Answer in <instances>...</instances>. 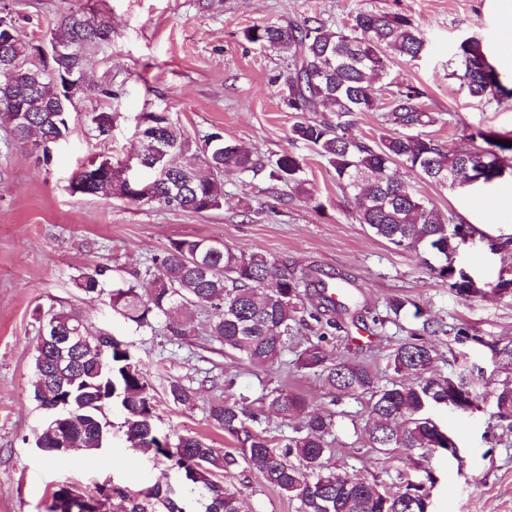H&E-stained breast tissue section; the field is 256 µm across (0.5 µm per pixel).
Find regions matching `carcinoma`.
<instances>
[{
    "mask_svg": "<svg viewBox=\"0 0 512 512\" xmlns=\"http://www.w3.org/2000/svg\"><path fill=\"white\" fill-rule=\"evenodd\" d=\"M0 30V61L24 59L32 41L14 26ZM350 33L311 18L301 24H256L245 30L247 41L288 55V94L284 103L291 112H326L316 122L296 121L292 139L318 150L334 169L339 185L359 195L357 218L377 237L396 248L413 250L442 261L426 262L440 278L450 280L456 293L468 298L476 293L463 270H455L453 257L464 225L441 213L397 171L404 167L424 180L439 185H460L471 171L484 168L487 184L502 176L500 154L512 145L484 138L488 148L454 154L438 141L413 129L426 124L422 91L405 85L392 93L391 122L398 131L369 144L346 136L345 125L357 112L375 109L373 83L382 78L397 58L414 60L426 50L412 20L395 14L359 11L351 17ZM112 38V22L90 23L84 15H63L49 40L59 44L80 43L79 55L61 54L51 59L50 72L34 77L20 70L0 68V121L8 124L15 140L26 144L32 134L41 136V151L50 157L52 148L70 131L69 104H60L66 78L86 71L99 46L100 33ZM452 76L476 98L496 97L506 92L496 69L487 60L481 44L472 38L461 41L450 61ZM16 107L24 108L17 120ZM336 121H331V117ZM141 168L151 176V201L166 207L206 213L224 205V175L268 170L270 180L301 190L305 185L304 159L288 153L263 162L237 143L210 134L199 147L204 171L187 179L178 155L191 143L181 129L163 113H152L139 130ZM166 149V174H161L153 146ZM72 194L121 198L126 194L125 165L103 157L89 163L72 179ZM153 288L141 294L135 286L105 291L109 268L97 266L75 279L86 295L107 294L112 309L137 326H149L162 317L188 307L211 311L208 336L224 345V352L238 355L250 364L272 367L288 350V333L295 324L314 321L317 341L296 353L295 364L318 376L331 402L342 398H367L364 426L370 447L389 457L399 452L417 455L415 473L397 471L399 485L392 490L377 480H362L345 471L332 470L327 460L334 449L327 438L335 427L334 414L309 410L300 393L274 389L261 397V408L226 403L213 414L224 433L237 439L251 473L266 485L279 489L298 503V512H427L434 482L428 455L448 449V435L431 416V410L448 405L462 394L464 407L473 404V394L463 378L437 376L431 372L435 349L432 342L413 335L400 341L387 357L388 378L369 365L336 361L325 343L336 328V309L346 304L327 295L329 284L312 280L320 304L307 307L309 288L304 278L288 264L262 253L238 250L203 240L178 239L152 259ZM42 322L50 325L52 339H38L34 352L32 397L38 407L53 417L57 407L74 415L64 436L82 450H99L109 439L108 422L101 406L109 397L120 401L129 440L137 448L161 455L181 474L178 487L154 485L139 491L117 487L123 502L120 512H185L179 492H198L204 512H242L240 492L224 485V471L238 464L235 455L214 448L196 436H180L177 442L158 435L153 396L130 351L119 343L99 340L76 315L49 309ZM498 417L512 430V386L504 385L494 395ZM278 415L291 432L280 440L261 428L264 410ZM59 433L44 426L34 444L50 462L65 456L55 451ZM91 488L72 483L55 487L45 512H78L79 496Z\"/></svg>",
    "mask_w": 512,
    "mask_h": 512,
    "instance_id": "1",
    "label": "carcinoma"
}]
</instances>
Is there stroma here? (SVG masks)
Returning <instances> with one entry per match:
<instances>
[{
    "instance_id": "obj_1",
    "label": "stroma",
    "mask_w": 512,
    "mask_h": 512,
    "mask_svg": "<svg viewBox=\"0 0 512 512\" xmlns=\"http://www.w3.org/2000/svg\"><path fill=\"white\" fill-rule=\"evenodd\" d=\"M73 10L111 21L112 39L96 50L69 137L46 160L0 124V512H44L53 487L63 482L84 487L109 479L134 491L178 482L169 463L132 447L117 403L105 409L107 448L73 452L61 466L35 448L46 414L30 396L33 356L39 313L51 308L79 314L91 330L109 331L129 348L154 397L156 426L170 438L195 435L236 451L237 440L214 422L212 411L235 401L254 407L261 395L281 389L305 395L311 410L335 412L331 466L387 484L411 468L405 456L388 459L368 447L365 400L331 403L321 380L296 367V351L314 337L309 328L293 327L280 364L255 367L210 340L206 309L179 313L194 329L181 339L162 324L136 327L107 297L85 295L74 284L81 272L105 264L110 284L125 280L146 289L152 258L191 237L347 279L357 307L326 344L332 358L384 372L388 352L431 323L434 372L465 379L477 402L468 412H433L457 453L430 460L436 483L428 512H512V430L496 417L494 403L496 390L512 385V358L502 353L512 348V296L493 291L499 277H512V245L505 243L512 237V152L504 176L491 184L418 185L437 209L474 229L454 266L480 293L461 299L422 255L392 247L359 223L353 197L325 160L291 140L294 115L283 102L287 55L244 37L256 24L316 17L341 28L359 11L409 16L426 50L391 62L376 94L384 101L401 85L417 86L433 118L421 133L455 153L483 147L485 132L512 139V96L472 97L449 69L456 45L473 38L512 88V0H7L9 19L37 43ZM98 112L112 115L109 136L90 126ZM153 112L168 115L195 145L218 132L260 157L301 155L305 193L251 172L227 176L223 207L208 213L70 193L87 159L131 157L138 125ZM396 296L412 301L397 315L389 308ZM174 381L194 389L191 402L172 401ZM224 482L240 489L244 512H296L295 501L263 484L246 464L226 472Z\"/></svg>"
}]
</instances>
